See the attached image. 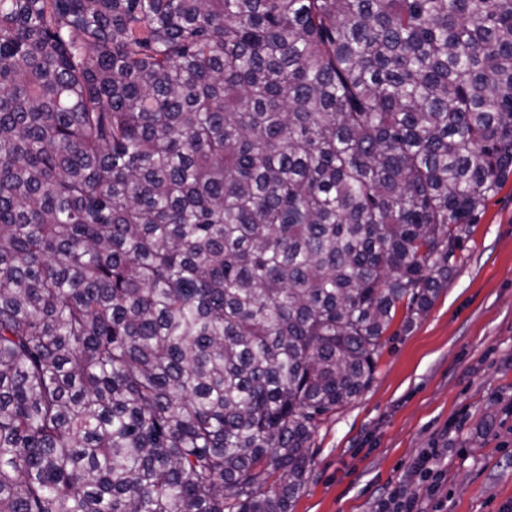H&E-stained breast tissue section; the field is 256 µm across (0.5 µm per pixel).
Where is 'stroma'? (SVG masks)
Returning <instances> with one entry per match:
<instances>
[{"mask_svg": "<svg viewBox=\"0 0 512 512\" xmlns=\"http://www.w3.org/2000/svg\"><path fill=\"white\" fill-rule=\"evenodd\" d=\"M427 448L448 451L443 512H512V176L447 287L394 320L370 383L324 417L292 512H382L390 492H423Z\"/></svg>", "mask_w": 512, "mask_h": 512, "instance_id": "obj_1", "label": "stroma"}]
</instances>
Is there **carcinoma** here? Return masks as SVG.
<instances>
[{"label": "carcinoma", "instance_id": "1", "mask_svg": "<svg viewBox=\"0 0 512 512\" xmlns=\"http://www.w3.org/2000/svg\"><path fill=\"white\" fill-rule=\"evenodd\" d=\"M512 174V0H0V512H288Z\"/></svg>", "mask_w": 512, "mask_h": 512}]
</instances>
